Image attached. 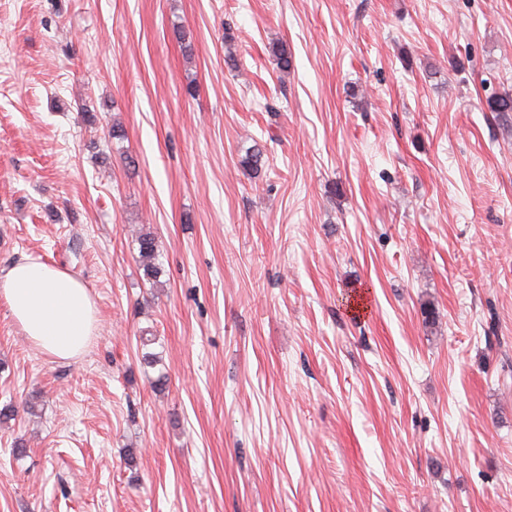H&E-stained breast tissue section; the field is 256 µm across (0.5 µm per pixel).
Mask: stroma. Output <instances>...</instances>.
Wrapping results in <instances>:
<instances>
[{
  "mask_svg": "<svg viewBox=\"0 0 512 512\" xmlns=\"http://www.w3.org/2000/svg\"><path fill=\"white\" fill-rule=\"evenodd\" d=\"M506 92L512 0H0V268L98 317L0 302V512H512ZM0 298L28 339L54 358L80 356L97 328L88 289L40 258L0 269Z\"/></svg>",
  "mask_w": 512,
  "mask_h": 512,
  "instance_id": "1",
  "label": "stroma"
}]
</instances>
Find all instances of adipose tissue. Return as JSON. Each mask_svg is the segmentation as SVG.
I'll list each match as a JSON object with an SVG mask.
<instances>
[{"instance_id": "ef3b65f1", "label": "adipose tissue", "mask_w": 512, "mask_h": 512, "mask_svg": "<svg viewBox=\"0 0 512 512\" xmlns=\"http://www.w3.org/2000/svg\"><path fill=\"white\" fill-rule=\"evenodd\" d=\"M0 300L28 339L54 358L80 356L97 328L88 289L38 258L0 269Z\"/></svg>"}]
</instances>
